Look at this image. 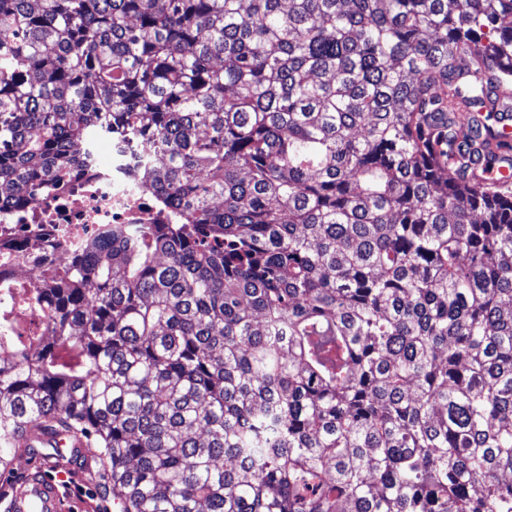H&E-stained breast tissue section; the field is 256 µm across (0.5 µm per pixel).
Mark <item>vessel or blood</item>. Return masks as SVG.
I'll return each instance as SVG.
<instances>
[{
	"mask_svg": "<svg viewBox=\"0 0 512 512\" xmlns=\"http://www.w3.org/2000/svg\"><path fill=\"white\" fill-rule=\"evenodd\" d=\"M71 474V465L49 453L41 466L0 488V512H69L63 485Z\"/></svg>",
	"mask_w": 512,
	"mask_h": 512,
	"instance_id": "obj_1",
	"label": "vessel or blood"
}]
</instances>
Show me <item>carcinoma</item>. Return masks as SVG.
Returning a JSON list of instances; mask_svg holds the SVG:
<instances>
[{
  "label": "carcinoma",
  "mask_w": 512,
  "mask_h": 512,
  "mask_svg": "<svg viewBox=\"0 0 512 512\" xmlns=\"http://www.w3.org/2000/svg\"><path fill=\"white\" fill-rule=\"evenodd\" d=\"M512 0H0V207L147 150L168 224L0 281V461L123 512H512ZM46 311L40 328L26 308ZM15 440H27L29 442L33 440L42 441L41 444L43 446L36 448H83L82 444L70 442V440H59L58 437L50 439L49 437L39 433L37 429L33 428L29 424H23L15 431ZM56 441H58L57 444Z\"/></svg>",
  "instance_id": "obj_1"
}]
</instances>
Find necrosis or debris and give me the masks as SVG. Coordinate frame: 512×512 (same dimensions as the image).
Masks as SVG:
<instances>
[{"label": "necrosis or debris", "instance_id": "1", "mask_svg": "<svg viewBox=\"0 0 512 512\" xmlns=\"http://www.w3.org/2000/svg\"><path fill=\"white\" fill-rule=\"evenodd\" d=\"M139 152L116 146L101 171L64 179L50 192L25 206L0 209V222L18 225L9 259L0 258V279L66 261L85 242L110 236L116 224L156 221L152 198L131 179Z\"/></svg>", "mask_w": 512, "mask_h": 512}]
</instances>
